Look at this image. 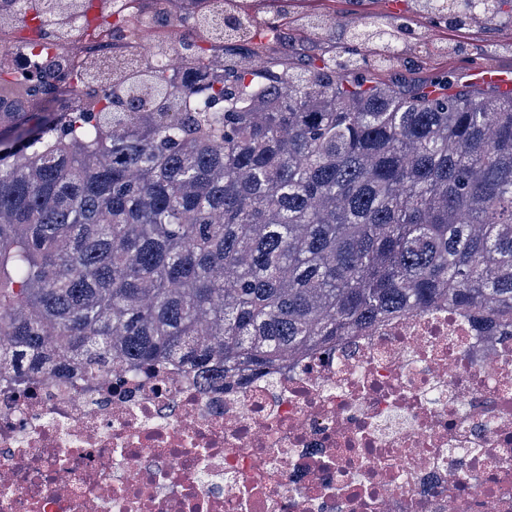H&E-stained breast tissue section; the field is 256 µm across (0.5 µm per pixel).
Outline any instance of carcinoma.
<instances>
[{
  "mask_svg": "<svg viewBox=\"0 0 512 512\" xmlns=\"http://www.w3.org/2000/svg\"><path fill=\"white\" fill-rule=\"evenodd\" d=\"M263 36L288 29V2ZM512 0H412L370 16L297 73L211 68L255 15L203 20L136 76L51 112L45 70L0 82V370L91 385L166 361L224 385L448 306L512 336V92L411 91L366 72L421 34L458 31ZM50 25L54 0H0ZM294 29L324 34L304 14Z\"/></svg>",
  "mask_w": 512,
  "mask_h": 512,
  "instance_id": "obj_1",
  "label": "carcinoma"
}]
</instances>
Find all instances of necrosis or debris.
<instances>
[{"mask_svg":"<svg viewBox=\"0 0 512 512\" xmlns=\"http://www.w3.org/2000/svg\"><path fill=\"white\" fill-rule=\"evenodd\" d=\"M74 12L24 34L83 59ZM93 40L102 76L47 86L59 109L140 61L129 36ZM29 386L0 373V512H512V338L445 308L300 357L273 390L176 365Z\"/></svg>","mask_w":512,"mask_h":512,"instance_id":"obj_1","label":"necrosis or debris"}]
</instances>
